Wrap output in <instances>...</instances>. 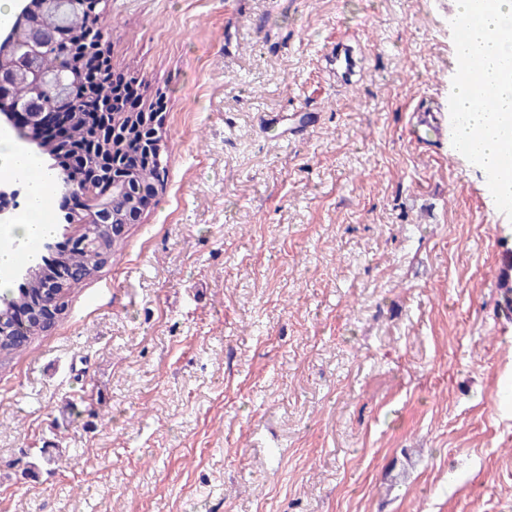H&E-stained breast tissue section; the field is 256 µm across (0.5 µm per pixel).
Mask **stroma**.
I'll use <instances>...</instances> for the list:
<instances>
[{
    "label": "stroma",
    "instance_id": "obj_1",
    "mask_svg": "<svg viewBox=\"0 0 512 512\" xmlns=\"http://www.w3.org/2000/svg\"><path fill=\"white\" fill-rule=\"evenodd\" d=\"M106 14L114 70L167 102L165 182L0 360V512H512V219L409 135L449 109L456 0ZM326 61L336 77L347 78L356 72L358 61L353 54V47L346 44L336 45L327 55ZM309 112H285L279 115H264L261 122L266 127H277L280 138H288L292 131L309 121Z\"/></svg>",
    "mask_w": 512,
    "mask_h": 512
}]
</instances>
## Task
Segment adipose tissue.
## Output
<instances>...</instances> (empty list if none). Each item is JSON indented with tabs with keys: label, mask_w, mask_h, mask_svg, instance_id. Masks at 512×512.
<instances>
[{
	"label": "adipose tissue",
	"mask_w": 512,
	"mask_h": 512,
	"mask_svg": "<svg viewBox=\"0 0 512 512\" xmlns=\"http://www.w3.org/2000/svg\"><path fill=\"white\" fill-rule=\"evenodd\" d=\"M35 175L37 193L28 209L14 224L0 228V292L10 288L11 276L20 259L30 258L28 246L50 230L44 217L47 210L46 192L50 179L40 168L38 158L24 150L13 133L0 130V176Z\"/></svg>",
	"instance_id": "1"
}]
</instances>
